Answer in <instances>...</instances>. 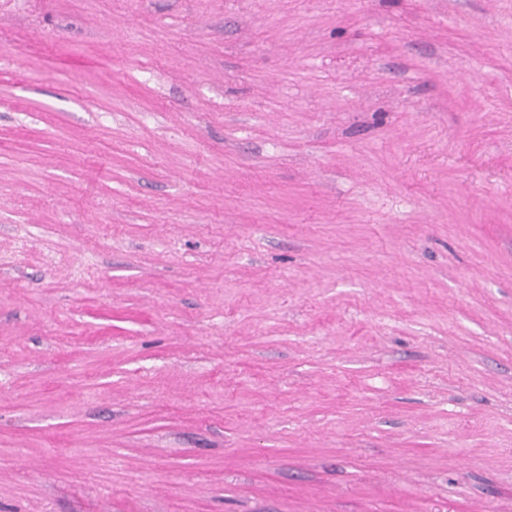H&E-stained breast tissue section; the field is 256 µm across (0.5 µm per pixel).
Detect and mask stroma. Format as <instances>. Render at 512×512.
I'll use <instances>...</instances> for the list:
<instances>
[{"instance_id":"1","label":"stroma","mask_w":512,"mask_h":512,"mask_svg":"<svg viewBox=\"0 0 512 512\" xmlns=\"http://www.w3.org/2000/svg\"><path fill=\"white\" fill-rule=\"evenodd\" d=\"M0 512H512V0H0Z\"/></svg>"}]
</instances>
